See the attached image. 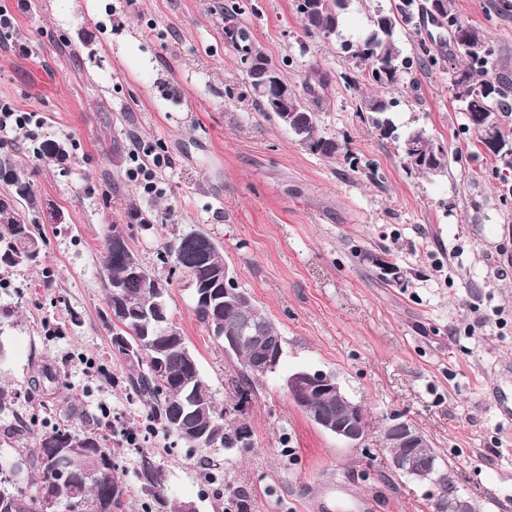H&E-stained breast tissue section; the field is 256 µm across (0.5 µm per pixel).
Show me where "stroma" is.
I'll use <instances>...</instances> for the list:
<instances>
[{
  "label": "stroma",
  "instance_id": "obj_1",
  "mask_svg": "<svg viewBox=\"0 0 512 512\" xmlns=\"http://www.w3.org/2000/svg\"><path fill=\"white\" fill-rule=\"evenodd\" d=\"M394 0H350L330 35L307 32L294 0H0L14 14L0 35V103L38 113L44 138L64 142V163L41 158L25 135L0 143V165L29 181L44 228V265L0 270V383L16 397L0 412V461L60 427L132 429L123 479L128 512L139 448L158 450L167 495L212 512L225 484L243 489L250 512H440L437 487L392 471L372 438L352 448L315 427L288 398L297 370L335 374L377 419L401 413L429 439L475 512H512V198L489 154L466 128L448 74L413 63L384 94L394 137L377 131L363 96L362 67L346 52ZM483 29L495 66L512 72V0H455ZM250 29L256 47L297 92L313 75L327 85L314 106L323 136L348 155L310 153L252 102L225 15ZM395 37L412 57L421 40L454 54L447 32L415 17ZM421 129L448 154L445 170L409 169L399 139ZM170 163L163 193L125 177L133 147ZM64 215L52 223L51 210ZM178 233L200 227L283 338L275 374L239 402L240 365L208 335L191 292L158 259L163 240L144 217ZM121 225L147 268L170 279V320L196 353L218 402L242 406L253 430L246 455L186 456L152 427L149 409L125 390L127 368L103 323L101 249ZM396 264L387 284L374 258ZM54 273L43 285V268ZM49 367L47 392L33 381ZM221 479L204 483L207 463Z\"/></svg>",
  "mask_w": 512,
  "mask_h": 512
}]
</instances>
